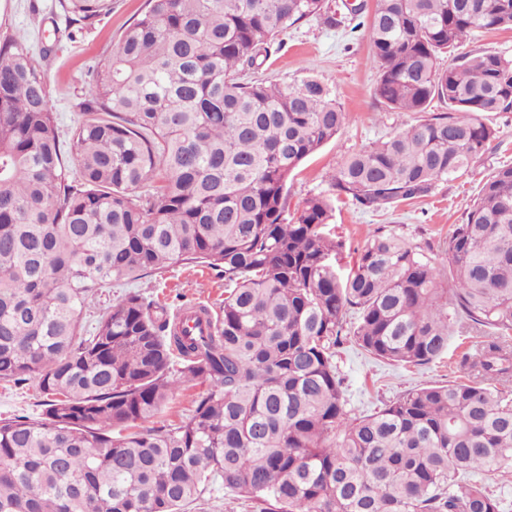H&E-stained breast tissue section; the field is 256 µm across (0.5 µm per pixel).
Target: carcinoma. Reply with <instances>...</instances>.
<instances>
[{
	"label": "carcinoma",
	"mask_w": 512,
	"mask_h": 512,
	"mask_svg": "<svg viewBox=\"0 0 512 512\" xmlns=\"http://www.w3.org/2000/svg\"><path fill=\"white\" fill-rule=\"evenodd\" d=\"M59 4L79 31L112 8ZM310 17L337 24L326 0H146L67 142L34 55L0 39V382L43 396L39 416L0 421V512H197L218 481L260 512H502L470 476L512 470V166L439 263L377 231L346 270L332 221L339 200L427 197L496 138L481 116L512 112V56L454 51L474 28L512 29V0H375L374 95L418 119L290 217L291 172L349 115L325 78L242 73ZM178 263L224 273L207 335L135 291L83 325L101 289ZM465 330L491 336L461 356L467 381L348 418L343 337L425 366ZM194 380L191 414L145 426Z\"/></svg>",
	"instance_id": "carcinoma-1"
}]
</instances>
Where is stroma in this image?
I'll use <instances>...</instances> for the list:
<instances>
[{"label":"stroma","instance_id":"stroma-1","mask_svg":"<svg viewBox=\"0 0 512 512\" xmlns=\"http://www.w3.org/2000/svg\"><path fill=\"white\" fill-rule=\"evenodd\" d=\"M145 0H112V9L95 27L68 39L66 20L58 0H0V36H17L39 52L43 44L54 50L41 65L48 77L57 123L63 137H70L80 120L79 102L90 97L92 67L111 54L122 33L144 8ZM367 13L330 26L309 18L289 27L270 46L264 64L247 69L251 80L272 78L291 86L315 75L331 80L336 96L349 114V121L336 138L305 159L288 180V210L296 212L313 194L327 191L328 174L350 154L386 139L416 120L410 112H391L378 103L374 87L378 69L368 38ZM497 137L467 171L438 183L428 197L388 211L361 210L337 202L336 233L346 243L345 254L355 257L378 227L395 233L409 245L441 258L454 225L463 223L481 187L499 167L512 164V113L486 114ZM148 299L176 311L195 302L219 311L224 304V275L203 264H175L165 272L139 281ZM481 336H453L448 354L426 366L391 365L366 354L352 337H344L336 349V363L344 379L350 417L369 415L407 389L429 382L458 380L463 376L459 361L463 352L475 348ZM205 389L201 381L180 384L165 407L151 420L152 426L174 425L194 407ZM34 382L0 383V421L18 415L35 416L41 411Z\"/></svg>","mask_w":512,"mask_h":512}]
</instances>
